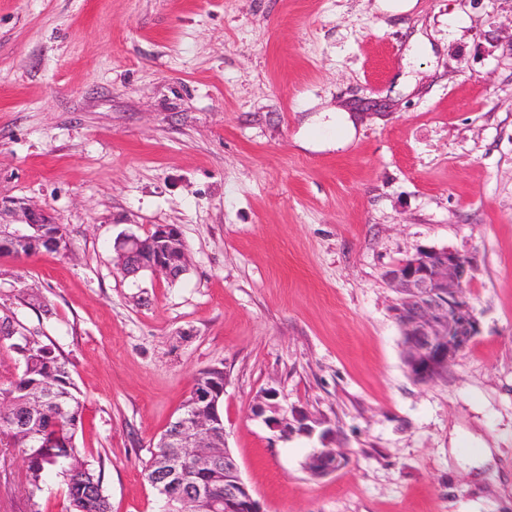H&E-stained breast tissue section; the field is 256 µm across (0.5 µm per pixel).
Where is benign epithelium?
Segmentation results:
<instances>
[{"mask_svg": "<svg viewBox=\"0 0 512 512\" xmlns=\"http://www.w3.org/2000/svg\"><path fill=\"white\" fill-rule=\"evenodd\" d=\"M47 223L46 217L30 212L16 224L0 222V229H12L11 239L17 244L39 233L40 226ZM151 237L161 248L153 250L132 234L118 241L117 265L126 276L150 271L169 281L177 280L188 263L180 230L173 225H158ZM470 271V262L460 253L425 248L384 275L388 287L398 296L394 319L402 335L408 337L413 366L423 382L453 363L480 333V322L466 289ZM196 397L200 405L178 415L172 429L163 434L159 472L153 482L163 496L161 512H190L186 504L191 501L207 512H262L252 506L255 499L228 450L220 456L199 450V443L219 423V400H210L203 391ZM339 453L337 448H322L310 456L306 468L318 475L333 473ZM188 469L206 474L222 469L224 485L212 480L186 487L183 476Z\"/></svg>", "mask_w": 512, "mask_h": 512, "instance_id": "obj_1", "label": "benign epithelium"}]
</instances>
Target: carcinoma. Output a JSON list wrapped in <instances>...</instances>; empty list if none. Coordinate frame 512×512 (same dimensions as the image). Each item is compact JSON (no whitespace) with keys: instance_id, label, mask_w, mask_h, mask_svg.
Returning <instances> with one entry per match:
<instances>
[{"instance_id":"obj_1","label":"carcinoma","mask_w":512,"mask_h":512,"mask_svg":"<svg viewBox=\"0 0 512 512\" xmlns=\"http://www.w3.org/2000/svg\"><path fill=\"white\" fill-rule=\"evenodd\" d=\"M54 239L61 241V249L70 248L63 226L48 224L42 234L13 247V252L32 256L49 249V241ZM0 324L5 326L0 341L10 342L23 363L21 373L0 388V442L22 449L30 495L41 491L43 473L54 470L67 483L70 512H111L100 477L75 446L82 404L65 363L49 345L14 324L9 315H0ZM201 389L220 394L224 371L213 368L202 372L194 380L185 407L196 403L195 393Z\"/></svg>"}]
</instances>
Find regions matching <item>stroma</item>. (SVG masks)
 I'll use <instances>...</instances> for the list:
<instances>
[{
    "label": "stroma",
    "instance_id": "obj_1",
    "mask_svg": "<svg viewBox=\"0 0 512 512\" xmlns=\"http://www.w3.org/2000/svg\"><path fill=\"white\" fill-rule=\"evenodd\" d=\"M338 104L353 141L301 148ZM25 207L71 248L0 255V310L65 362L111 512H159L151 450L213 367L262 512H512V0H0V220ZM160 224L184 274L124 276ZM423 247L469 259L481 322L426 383L384 280ZM25 473L0 446V512H66ZM337 448H322L310 456L306 463V468L312 473L318 475H327L335 472L340 460Z\"/></svg>",
    "mask_w": 512,
    "mask_h": 512
}]
</instances>
